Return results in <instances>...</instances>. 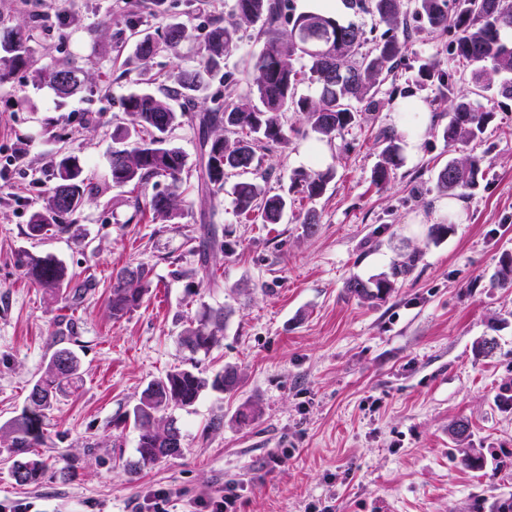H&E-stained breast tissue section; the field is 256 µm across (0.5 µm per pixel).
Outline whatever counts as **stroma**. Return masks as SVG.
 <instances>
[{"mask_svg":"<svg viewBox=\"0 0 512 512\" xmlns=\"http://www.w3.org/2000/svg\"><path fill=\"white\" fill-rule=\"evenodd\" d=\"M228 10L224 0H0V30L33 27L38 64L72 63L83 81L64 99L31 69L0 84V155L23 165L0 182V422L21 408L62 313L25 279L16 253L55 254L75 283L90 285L73 313L83 381L47 422L39 453L48 471L41 484L20 486L0 460V512L17 502L30 503L29 512H147L159 488L168 492L166 512H200V501L229 487L238 512H495L512 502V407L495 401L512 380V288L491 284L502 254L512 253V99L495 97V117L474 144L484 178L465 198L463 220H448L436 207V176L456 151L442 130L454 98L473 97L475 87L466 72L450 99L409 85L422 59L451 58L440 37L411 23L410 50L393 77L424 101L428 122L387 185L371 178L379 133L396 126V101L383 93L360 126L329 144L298 135L299 113L283 114L296 131L288 149L257 151L266 189L286 191L289 172L308 168L314 151L336 177L315 202L292 196L282 223L246 221L229 193L193 190L176 218L152 220L109 176L112 135L130 123L123 100L140 79L185 67L203 48L205 27ZM132 17L154 37L167 23L184 25L181 54L135 59L125 33ZM60 151L78 157L95 189L76 216L77 235L35 241L27 226ZM311 208L318 224L309 232L302 220ZM212 222L227 230L234 251L211 255L220 284L189 299L186 280L172 272L196 267L188 241ZM434 224L448 227L437 241L428 234ZM412 254L415 268L386 301L369 305L348 294L349 278L378 275ZM141 263L156 289L113 321L112 274ZM206 305L231 315L220 347L198 366L235 367L240 386L203 394L181 413V456L141 465L123 416L150 380L185 363L182 319ZM489 335L497 354L476 356L474 343ZM246 403L260 410L248 427L236 418ZM459 418L473 426L483 470L465 467L448 436ZM68 463L77 477L65 483L55 470Z\"/></svg>","mask_w":512,"mask_h":512,"instance_id":"35a3bbf8","label":"stroma"}]
</instances>
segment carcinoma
<instances>
[{"label":"carcinoma","instance_id":"obj_1","mask_svg":"<svg viewBox=\"0 0 512 512\" xmlns=\"http://www.w3.org/2000/svg\"><path fill=\"white\" fill-rule=\"evenodd\" d=\"M354 12L368 10L384 30L369 39L353 22H341L327 7L295 13L290 0H231L224 24L210 25L197 64L180 69L164 78L160 92L135 91L123 100L131 126L113 136L121 147L112 150L110 175L112 186L141 191L155 179L168 181L164 192H156L137 202L152 218L163 222L177 215L183 194V173L187 158L173 145L170 134L185 117H190L200 135L197 189L216 195L224 189L228 176L239 177L232 186L234 208L238 215L254 214L263 224H280L288 211V198L265 191L257 182V148H286L288 130L281 121L286 112H299L320 139L332 141L343 131L361 124L364 112L379 103L377 95L390 73L408 51V17L442 36L453 34V58L472 66L470 79L483 91H496L512 97V0H414L412 15L404 11L403 0H344ZM258 27L259 51L246 61L249 79L246 90L232 98L217 93L212 106L204 112H191L197 94L222 80L224 89L236 86L235 75L224 70V61L239 50L242 25ZM32 34L24 28L0 33V83L34 60L29 43ZM185 39L179 23L166 26L161 39L150 36L136 43L135 57L147 60L161 50L179 52ZM45 84L59 96H70L80 86L78 69L70 64H46L38 68ZM455 73L437 61L426 59L418 66L415 82L450 93ZM307 85L314 95H301L299 86ZM182 101L175 110L171 101ZM493 109L466 99L456 101L449 113L442 137L451 145H468L483 134L492 121ZM385 143L381 160L372 171V181L384 185L391 181L401 164L399 141L394 130L381 133ZM482 155L462 154L448 160L438 173L436 187L449 195H464L483 179ZM52 186L42 191L40 208L31 216L27 235L33 239L48 233L68 234V220L80 210L93 189L76 157L60 153L52 165ZM289 179L301 196L309 201L323 196L334 179L330 168L292 171ZM233 252L216 226H202L198 267L187 273L176 269L173 275H187L216 287L218 281L210 270V252ZM418 261L413 255L397 264L388 274L363 280L351 278L347 291L364 303L385 300L395 290L399 279L411 273ZM16 262L33 284L60 296L69 305L84 297L82 286L72 287V276L63 262L51 253L44 255L22 250ZM494 283L512 286V255L503 254L493 275ZM151 270L143 265L126 266L112 276V291L107 309L115 322L140 307L151 292ZM228 316L222 308L205 307L187 321L180 333V343L190 354V365L175 367L149 382L125 419L132 421L138 433L137 452L143 463H155L170 457L171 432L180 430L175 412L190 410L206 392L224 393L238 388L240 378L231 366L206 373L198 369L195 355H209L223 339ZM80 359L69 347L56 348L34 381L24 404L16 415L0 424V447L11 459L10 473L20 486L36 485L45 474V463L36 449L44 443L43 426L59 396L77 388ZM462 453L461 463L473 470L485 466L483 454L462 435L451 433Z\"/></svg>","mask_w":512,"mask_h":512}]
</instances>
